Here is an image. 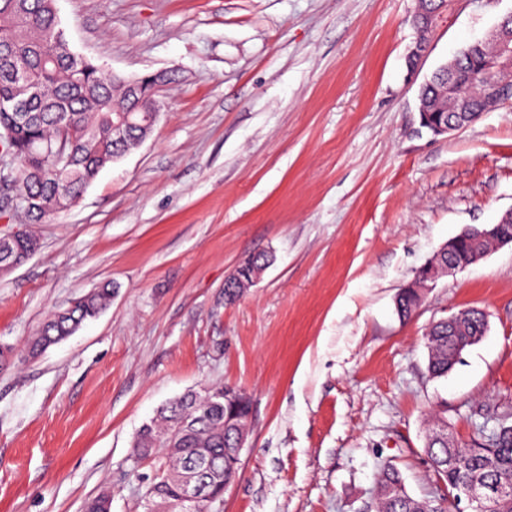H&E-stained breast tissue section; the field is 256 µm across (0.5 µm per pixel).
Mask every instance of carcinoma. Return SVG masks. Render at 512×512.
Returning a JSON list of instances; mask_svg holds the SVG:
<instances>
[{
    "mask_svg": "<svg viewBox=\"0 0 512 512\" xmlns=\"http://www.w3.org/2000/svg\"><path fill=\"white\" fill-rule=\"evenodd\" d=\"M488 58L487 45L476 40L455 54L456 79L465 84L469 110L478 119L484 100L474 75ZM21 63L35 77L34 96L26 105L25 117L0 111V152L20 163L19 189L35 198L39 210L30 216L33 224L45 223L58 212V202L78 198L97 178L122 144L112 143V124L122 115L137 116L135 104L124 94L123 85L95 61L74 53L50 0H0V99L9 96L14 63ZM270 263L264 253L244 259L224 286V299H235L253 286L258 273ZM428 267L398 293L397 312L409 319L418 301L414 287L424 280ZM112 289L103 287L82 295L66 308L51 313L30 341L36 354L72 335L85 322L96 318L107 306ZM470 321L456 329L448 319L428 329V374L445 378L453 368L457 349L480 335L482 322L465 310ZM251 400L237 391L224 402V387L204 394L188 392L166 404L156 419L143 425L133 437L135 463L149 462L154 472L153 505L168 503L180 512V487L173 474L191 467L203 452L224 456L238 433L247 431ZM234 416L233 427L224 429V417ZM497 426L476 429L468 448H445L443 419L432 420L426 435L425 453L431 467L452 495L462 493L473 477L483 478L506 492L472 507V512H512V409L497 415ZM112 493L102 492L87 503L86 512H111ZM376 512H455L454 502L432 503L409 495L400 472L390 463L383 466L376 487Z\"/></svg>",
    "mask_w": 512,
    "mask_h": 512,
    "instance_id": "obj_1",
    "label": "carcinoma"
}]
</instances>
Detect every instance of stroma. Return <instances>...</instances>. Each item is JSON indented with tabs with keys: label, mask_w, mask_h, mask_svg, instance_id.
<instances>
[{
	"label": "stroma",
	"mask_w": 512,
	"mask_h": 512,
	"mask_svg": "<svg viewBox=\"0 0 512 512\" xmlns=\"http://www.w3.org/2000/svg\"><path fill=\"white\" fill-rule=\"evenodd\" d=\"M74 52L160 75L149 138L0 276V512H143L131 442L190 389L252 399L222 512H368L383 464L445 494L424 452L512 405V247L440 278L411 319L395 297L465 228L512 208V101L435 136L406 68L414 0H57ZM512 13L448 0L420 76ZM274 260L234 301L247 256ZM112 304L36 358L25 342L103 282ZM465 308L488 331L442 379L425 330Z\"/></svg>",
	"instance_id": "stroma-1"
}]
</instances>
